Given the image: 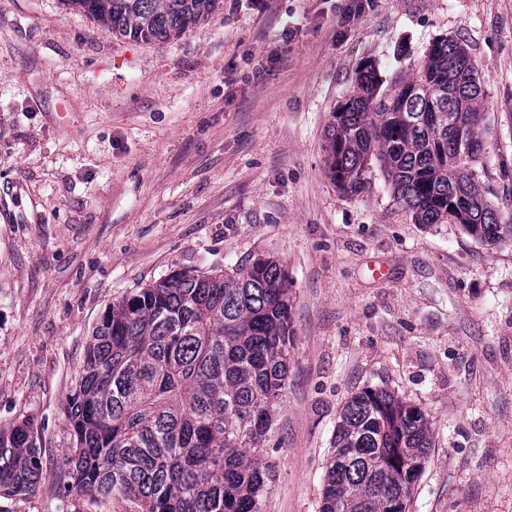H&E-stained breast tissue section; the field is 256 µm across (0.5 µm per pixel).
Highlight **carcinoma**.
I'll use <instances>...</instances> for the list:
<instances>
[{"label": "carcinoma", "mask_w": 512, "mask_h": 512, "mask_svg": "<svg viewBox=\"0 0 512 512\" xmlns=\"http://www.w3.org/2000/svg\"><path fill=\"white\" fill-rule=\"evenodd\" d=\"M115 35L167 41L219 0H65ZM484 76L464 41L430 44L388 87L375 64L328 125L327 169L361 192L378 165L417 224L460 225L494 245L512 213L487 201L481 155ZM288 279L271 258L228 271L174 270L112 304L93 331L65 420L74 447L64 488L124 496L136 512H261L258 456L288 378ZM424 412L366 388L342 408L320 512H409L430 451ZM41 445L24 420L0 430V496L34 492Z\"/></svg>", "instance_id": "obj_1"}]
</instances>
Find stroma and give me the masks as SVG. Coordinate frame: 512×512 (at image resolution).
I'll return each instance as SVG.
<instances>
[{
  "instance_id": "obj_1",
  "label": "stroma",
  "mask_w": 512,
  "mask_h": 512,
  "mask_svg": "<svg viewBox=\"0 0 512 512\" xmlns=\"http://www.w3.org/2000/svg\"><path fill=\"white\" fill-rule=\"evenodd\" d=\"M220 0L166 42L62 0H0V429L42 473L0 512H134L65 493L64 419L112 302L256 257L288 275V383L262 512H319L345 402L385 388L432 448L409 512H512V240L418 224L380 168L347 195L325 130L365 62L390 83L441 37L485 78L480 179L512 211V0Z\"/></svg>"
}]
</instances>
